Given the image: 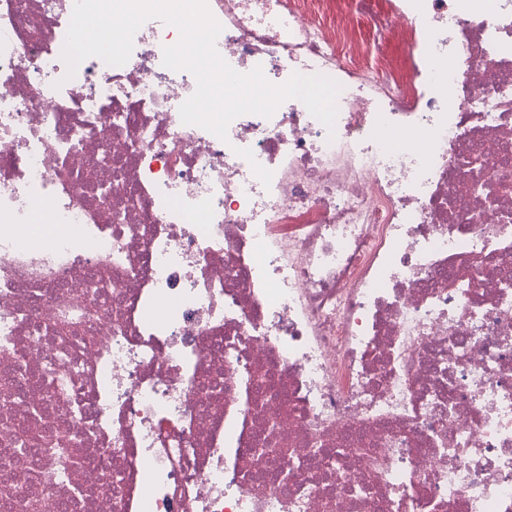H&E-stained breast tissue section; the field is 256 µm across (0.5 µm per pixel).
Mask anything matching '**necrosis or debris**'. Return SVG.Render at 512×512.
<instances>
[{"label": "necrosis or debris", "mask_w": 512, "mask_h": 512, "mask_svg": "<svg viewBox=\"0 0 512 512\" xmlns=\"http://www.w3.org/2000/svg\"><path fill=\"white\" fill-rule=\"evenodd\" d=\"M74 2L0 0V512H512V0H390L402 76L208 0L236 71L341 86L223 140L159 20L69 71Z\"/></svg>", "instance_id": "4bbe7bcc"}]
</instances>
